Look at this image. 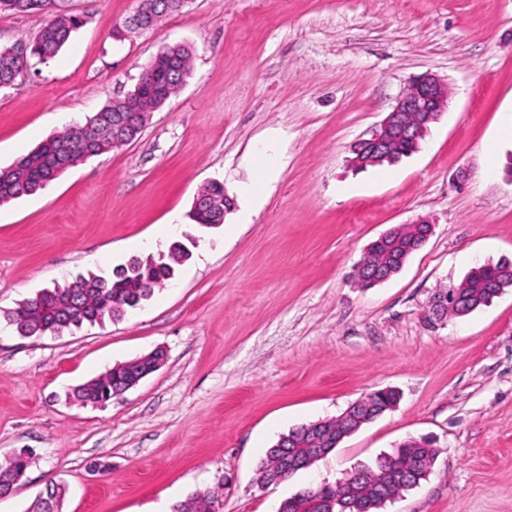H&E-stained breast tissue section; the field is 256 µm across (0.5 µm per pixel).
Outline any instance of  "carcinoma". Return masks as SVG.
<instances>
[{
	"label": "carcinoma",
	"instance_id": "1",
	"mask_svg": "<svg viewBox=\"0 0 512 512\" xmlns=\"http://www.w3.org/2000/svg\"><path fill=\"white\" fill-rule=\"evenodd\" d=\"M188 3L184 0H157L146 5L159 22L164 16L182 11ZM47 7V0H0V13L23 16ZM81 21L65 11L52 14L36 35L30 40H21L26 47L23 55L14 54L9 47L0 48V89L14 85L34 58L45 63L53 58L68 42L72 32ZM164 54L172 55V64L190 73L191 52L182 44L165 48ZM182 88L181 79L170 81L166 99L155 100L146 88L140 99L143 110L151 112ZM125 111L124 100L109 101L98 112L89 116L86 122L94 126L95 132L87 137L78 133V127L66 128L41 143L38 147L19 158L12 165L0 169V203L22 196L31 195L43 189L57 178V170L70 160L85 161L113 149L112 116ZM417 150L413 140L397 136L391 141L390 158L393 165ZM198 205L191 210L197 224L219 225L224 223V213L231 203L224 200V184L212 182L199 191ZM430 232L428 224H404L394 228L382 241L364 256L357 265L356 282L363 288L374 285L370 275L400 271L410 255L418 251ZM191 257L184 245L171 243L168 254L148 257L144 260L133 258L126 264L112 270L108 276L89 273L79 276L63 286L46 288L25 300L13 312L9 321L16 332L25 337L46 334L59 335L65 330L79 328L85 323L93 324L106 318L123 316L153 296L156 290L165 286L171 269ZM512 288V260L500 259L470 271L460 283L447 288L448 293L460 296L458 306L449 314L466 316L482 306L489 305L498 294ZM148 365V361L128 368L119 367L111 372L93 378L79 386L75 398L83 404L108 400L120 392L126 384ZM397 393L383 389L373 393L374 408L378 412L393 409ZM356 427L342 417L326 421L324 433L330 442L319 454H313L315 447L311 437L300 426L282 435L288 447L272 445L258 468L259 478L264 483L279 481L283 472L277 466L278 459L286 457L301 462L304 469L333 451L336 433H347ZM437 449L423 447L407 440L392 453L376 461L375 466L357 470L358 476L348 478L324 489H304L284 500L279 512H381L390 499L414 487L416 476L428 472ZM30 460L21 454H14L0 463V475L9 473L20 486ZM65 489L51 482L45 492L34 499L28 512H61ZM217 497L214 493L196 492L173 506V512H215Z\"/></svg>",
	"mask_w": 512,
	"mask_h": 512
}]
</instances>
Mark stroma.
Returning a JSON list of instances; mask_svg holds the SVG:
<instances>
[{
    "mask_svg": "<svg viewBox=\"0 0 512 512\" xmlns=\"http://www.w3.org/2000/svg\"><path fill=\"white\" fill-rule=\"evenodd\" d=\"M66 6L81 28L0 92L1 168L132 90L163 47L186 45L192 70L131 144L0 203V460L31 452L0 512H27L52 481L67 488L62 512H171L198 491L218 512H276L425 436L429 476L383 512H512V288L424 322L439 288L512 259V0H191L122 40L139 0ZM424 73L450 95L418 150L354 169L353 146ZM213 181L233 209L204 228L188 212ZM422 220L433 233L401 271L358 287L370 243ZM176 240L191 258L121 319L22 337L4 318ZM157 349L163 365L121 397L71 400ZM384 388L399 394L392 411L259 482L282 434Z\"/></svg>",
    "mask_w": 512,
    "mask_h": 512,
    "instance_id": "stroma-1",
    "label": "stroma"
}]
</instances>
